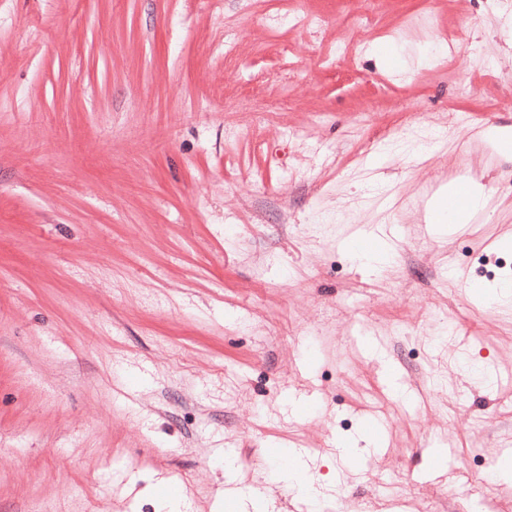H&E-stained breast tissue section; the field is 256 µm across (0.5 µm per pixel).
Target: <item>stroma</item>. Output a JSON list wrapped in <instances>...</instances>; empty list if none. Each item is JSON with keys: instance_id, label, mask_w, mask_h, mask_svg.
<instances>
[{"instance_id": "35a3bbf8", "label": "stroma", "mask_w": 512, "mask_h": 512, "mask_svg": "<svg viewBox=\"0 0 512 512\" xmlns=\"http://www.w3.org/2000/svg\"><path fill=\"white\" fill-rule=\"evenodd\" d=\"M496 126L512 0H0V512H512ZM460 194L461 204L448 222L440 217V212L448 196ZM488 202L484 187L476 180H451L448 185L441 186L428 200L426 205L427 224H440L437 233L452 234L467 224H472L475 216L482 212ZM431 215V216H430ZM448 224V225H447ZM280 472L291 483L297 484L306 493L312 489L309 477L307 475L306 463L303 455L289 454L281 456L278 459Z\"/></svg>"}]
</instances>
